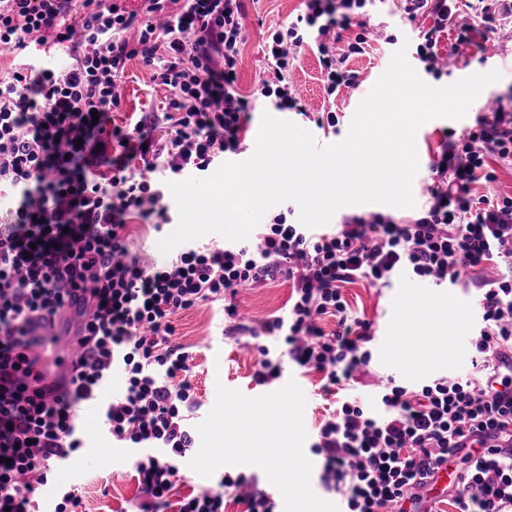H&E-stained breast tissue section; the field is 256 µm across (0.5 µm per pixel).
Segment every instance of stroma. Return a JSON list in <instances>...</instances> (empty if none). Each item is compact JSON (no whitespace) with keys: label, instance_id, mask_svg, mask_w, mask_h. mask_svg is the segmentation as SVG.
I'll return each instance as SVG.
<instances>
[{"label":"stroma","instance_id":"obj_1","mask_svg":"<svg viewBox=\"0 0 512 512\" xmlns=\"http://www.w3.org/2000/svg\"><path fill=\"white\" fill-rule=\"evenodd\" d=\"M250 27V36L242 51L239 68V87L249 92L265 70L261 51L262 36L268 28L286 24L300 8V0H244ZM392 45L372 43L366 54L354 57L351 67L359 71L362 86L356 93L340 91L335 98L336 128H315L303 116L284 113L283 118L312 132L317 143H338L349 131L348 117L359 102L372 90L386 70L395 53ZM288 79L302 94L310 112H319L326 94L321 83L320 66L316 54L305 52L300 61L288 71ZM124 105L121 111L111 113L110 120L117 125L135 121L140 113L160 107L165 92L151 79L149 68L139 60L130 61L121 84ZM410 287L407 279H397L391 286L377 287L365 282L347 284L343 293L354 316L372 321L376 330L372 373L392 376L405 385H422L431 378L444 375H463L470 371L472 350L461 344V337L474 334L478 317L470 316L475 307L477 290L468 288H441L436 299L428 300L427 307L434 314H448L458 328L459 336L449 339L442 357L424 354L420 337L404 338L403 323L399 318L397 300ZM291 286L283 277L241 289L234 303L243 316H268L279 313L288 303ZM228 321L222 302L180 314L176 319L180 343L191 348L196 365L194 379L201 408L197 419H204L212 409L217 385L239 390L245 396L255 397L263 387L253 378L257 352L236 343L225 334ZM407 341V358L391 360L390 353L400 341ZM284 378L294 379L306 397L304 422L308 435H316L336 409L337 396L325 392L323 375L316 370L302 371L286 366ZM85 448L80 456L72 458L66 467L64 482L76 485L83 499L85 512H127L130 503L138 497L140 486L128 464L129 451L113 445L104 436L99 422L84 428Z\"/></svg>","mask_w":512,"mask_h":512}]
</instances>
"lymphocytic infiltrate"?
Listing matches in <instances>:
<instances>
[{"label":"lymphocytic infiltrate","mask_w":512,"mask_h":512,"mask_svg":"<svg viewBox=\"0 0 512 512\" xmlns=\"http://www.w3.org/2000/svg\"><path fill=\"white\" fill-rule=\"evenodd\" d=\"M0 0V48L21 62L0 72V512H37L35 498L83 448L82 411L92 407L112 443L130 449L141 494L133 512H224L233 488L247 512H274L256 479L224 477L219 486L175 498L181 462L196 444L191 423L200 403L190 378L193 356L175 340L182 312L224 300L228 335L254 347V373L269 384L283 362L324 373L346 389L368 367L373 324L353 316L341 286L386 287L407 275L461 287L462 270L501 267L478 283L480 329L470 336L468 377L418 387L388 379L370 406L346 400L311 446L324 465L321 484L340 512H407L409 485L435 467L461 462L449 494L458 512H512V196L474 197L470 185L495 182L488 165H512V95L463 131H445L427 164V198L412 216L343 215L334 227L270 216L255 245L184 243L163 264L130 252L127 227L137 219L162 229L171 177L204 172L245 149L254 102L307 115L288 71L316 51L327 94L360 86L351 57L378 26L369 0H302L295 21L266 32L265 77L245 94L238 65L247 41L243 0ZM417 31L418 60L434 79L452 53L512 31V0H400ZM66 52L64 67L42 65L37 52ZM150 67L169 92L163 112L129 127H108L121 106L120 83L131 60ZM170 128L154 139L157 124ZM149 157L133 170L135 156ZM285 275L288 310L259 324L239 321L238 288ZM70 313L75 361L48 379L33 351L38 319ZM336 321L325 332L319 319Z\"/></svg>","instance_id":"lymphocytic-infiltrate-1"}]
</instances>
